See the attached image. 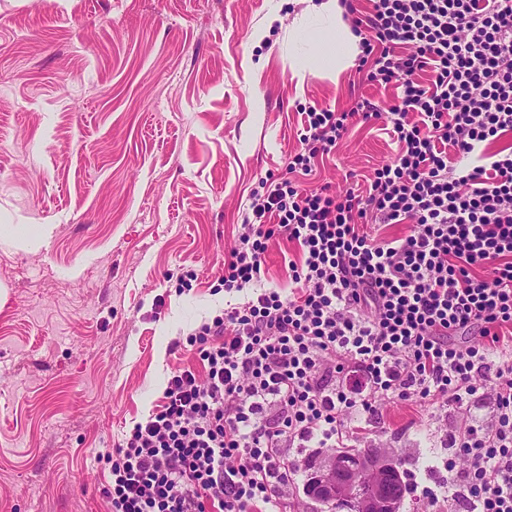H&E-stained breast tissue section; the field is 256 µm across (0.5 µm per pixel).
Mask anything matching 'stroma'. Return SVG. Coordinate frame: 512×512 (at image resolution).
<instances>
[{
    "mask_svg": "<svg viewBox=\"0 0 512 512\" xmlns=\"http://www.w3.org/2000/svg\"><path fill=\"white\" fill-rule=\"evenodd\" d=\"M0 0V512H105L107 456L158 404L189 333L221 314L224 259L268 177L340 192L393 163L384 121L358 122L309 171L301 107L389 112L368 67H309L336 23L310 0ZM275 237L264 287L289 289ZM395 399L355 447L385 445L423 484L462 425ZM44 237L45 234L38 238H32L30 236V232L26 228L17 226L4 232L1 231L0 241L4 245L25 248L34 244H41L44 240Z\"/></svg>",
    "mask_w": 512,
    "mask_h": 512,
    "instance_id": "35a3bbf8",
    "label": "stroma"
}]
</instances>
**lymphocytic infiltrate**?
Instances as JSON below:
<instances>
[{
    "label": "lymphocytic infiltrate",
    "instance_id": "1",
    "mask_svg": "<svg viewBox=\"0 0 512 512\" xmlns=\"http://www.w3.org/2000/svg\"><path fill=\"white\" fill-rule=\"evenodd\" d=\"M340 4L371 80L398 90V157L361 193L283 182L254 197L224 260V290L243 299L187 336L198 362L124 434L106 512H306L301 449L346 446L389 398L462 411L450 498L512 512V152L492 148L512 133V0ZM302 116L304 170L378 112L362 97ZM368 222L409 230L381 240ZM276 235L300 254L286 294L262 285ZM485 390L489 429L470 406Z\"/></svg>",
    "mask_w": 512,
    "mask_h": 512
}]
</instances>
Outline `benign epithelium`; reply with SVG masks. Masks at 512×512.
Listing matches in <instances>:
<instances>
[{"mask_svg": "<svg viewBox=\"0 0 512 512\" xmlns=\"http://www.w3.org/2000/svg\"><path fill=\"white\" fill-rule=\"evenodd\" d=\"M312 494L347 512H399L398 468L383 448L349 459L320 460L310 470Z\"/></svg>", "mask_w": 512, "mask_h": 512, "instance_id": "1", "label": "benign epithelium"}]
</instances>
